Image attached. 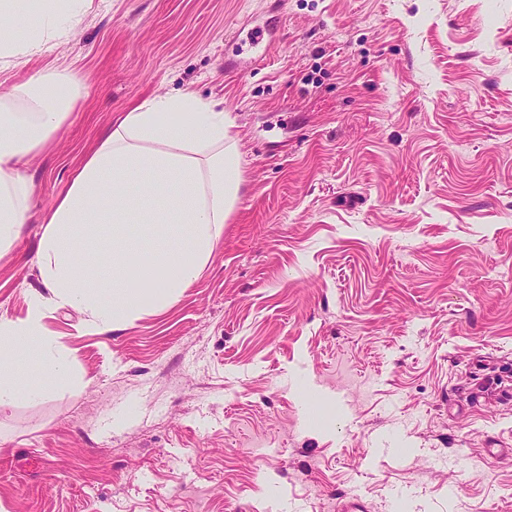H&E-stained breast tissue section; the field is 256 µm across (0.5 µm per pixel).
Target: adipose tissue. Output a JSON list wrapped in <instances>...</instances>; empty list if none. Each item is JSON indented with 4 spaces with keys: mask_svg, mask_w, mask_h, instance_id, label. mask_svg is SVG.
Returning <instances> with one entry per match:
<instances>
[{
    "mask_svg": "<svg viewBox=\"0 0 512 512\" xmlns=\"http://www.w3.org/2000/svg\"><path fill=\"white\" fill-rule=\"evenodd\" d=\"M79 2L35 0L25 40H1L0 63L39 53L78 25ZM78 103L73 82L55 71L0 85V251L27 220L28 156L53 139ZM232 125L192 93L167 95L126 112L86 159L44 219L37 264L49 297H37L25 321L0 315L1 408L70 380V358L42 333L46 307L74 310L107 333L198 279L241 188ZM34 352L41 375L19 376L18 365Z\"/></svg>",
    "mask_w": 512,
    "mask_h": 512,
    "instance_id": "ef3b65f1",
    "label": "adipose tissue"
}]
</instances>
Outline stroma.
<instances>
[{
  "label": "stroma",
  "mask_w": 512,
  "mask_h": 512,
  "mask_svg": "<svg viewBox=\"0 0 512 512\" xmlns=\"http://www.w3.org/2000/svg\"><path fill=\"white\" fill-rule=\"evenodd\" d=\"M50 69L80 106L28 159L0 314L123 112L217 104L243 182L167 306L46 310L73 379L0 409V512H512V0H91L0 81Z\"/></svg>",
  "instance_id": "stroma-1"
}]
</instances>
